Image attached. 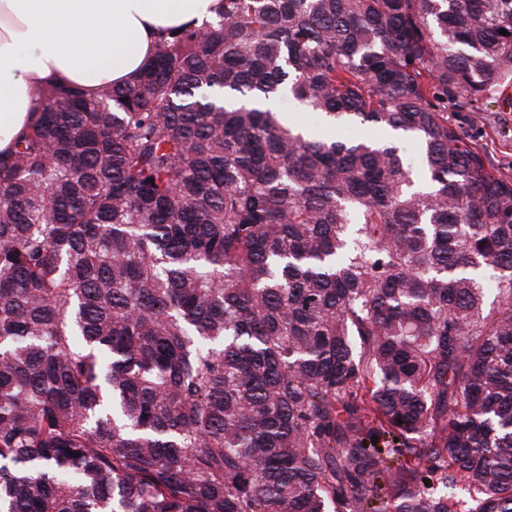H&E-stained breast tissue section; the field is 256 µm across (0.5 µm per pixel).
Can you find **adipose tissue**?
<instances>
[{
  "label": "adipose tissue",
  "instance_id": "ef3b65f1",
  "mask_svg": "<svg viewBox=\"0 0 512 512\" xmlns=\"http://www.w3.org/2000/svg\"><path fill=\"white\" fill-rule=\"evenodd\" d=\"M222 0H0V151L27 127L42 88L94 93L129 82L174 28Z\"/></svg>",
  "mask_w": 512,
  "mask_h": 512
}]
</instances>
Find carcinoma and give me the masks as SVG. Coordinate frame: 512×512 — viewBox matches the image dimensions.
<instances>
[{"label":"carcinoma","instance_id":"carcinoma-1","mask_svg":"<svg viewBox=\"0 0 512 512\" xmlns=\"http://www.w3.org/2000/svg\"><path fill=\"white\" fill-rule=\"evenodd\" d=\"M223 2L0 153V512H512V0ZM274 106L278 112L288 113V115L293 116L295 123L313 136H320L327 131L326 123L320 114L303 110L288 96L277 98ZM509 110L512 107L506 103L492 99L486 106L487 112H455L448 105V118L467 123L475 146L498 172L512 179V112ZM350 132H354V134L350 135ZM334 133H336V137L338 139L344 140L357 139L364 136L371 137L374 139L385 140L388 138H392L393 136L391 132L387 134V129L383 127L363 126L356 124L338 127L336 128V130H334Z\"/></svg>","mask_w":512,"mask_h":512}]
</instances>
